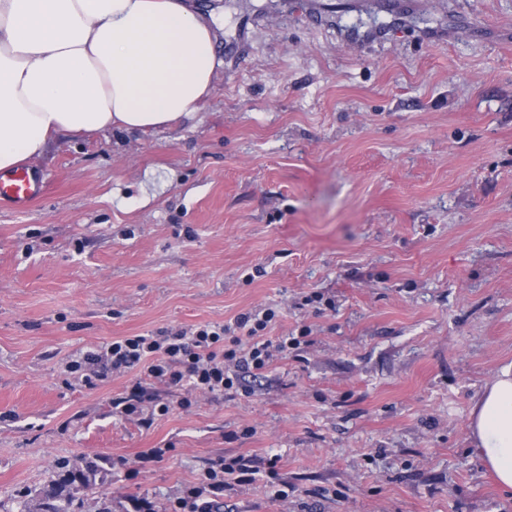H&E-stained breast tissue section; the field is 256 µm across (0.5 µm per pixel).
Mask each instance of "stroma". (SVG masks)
<instances>
[{
    "label": "stroma",
    "mask_w": 512,
    "mask_h": 512,
    "mask_svg": "<svg viewBox=\"0 0 512 512\" xmlns=\"http://www.w3.org/2000/svg\"><path fill=\"white\" fill-rule=\"evenodd\" d=\"M298 0L224 9L223 64L195 116L61 135L43 193L0 200V512H40L60 462L72 512H137L208 463L255 460L231 512H512L469 435L512 365V0ZM473 37L422 40L457 14ZM384 28L356 47L341 29ZM273 308L306 336L250 395H193L142 427L116 413L139 369L88 388L76 353ZM164 449L163 458L152 456ZM276 459L275 474L266 462Z\"/></svg>",
    "instance_id": "1"
}]
</instances>
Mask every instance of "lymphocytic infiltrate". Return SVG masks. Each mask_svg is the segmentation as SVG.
Returning a JSON list of instances; mask_svg holds the SVG:
<instances>
[{
  "instance_id": "obj_1",
  "label": "lymphocytic infiltrate",
  "mask_w": 512,
  "mask_h": 512,
  "mask_svg": "<svg viewBox=\"0 0 512 512\" xmlns=\"http://www.w3.org/2000/svg\"><path fill=\"white\" fill-rule=\"evenodd\" d=\"M273 309L244 313L233 324H205L191 331L165 336L124 337L94 352L70 359L66 371L86 386L106 381L114 372L141 367V380L127 396L113 399L119 413L152 425L155 415L168 414L171 406L151 393L150 380L191 390L223 394L239 390V374L260 372L299 345V338L272 341L263 332L275 318ZM255 472L242 457L219 459L206 468L200 482L186 487L170 501L165 512H217L216 498L224 488L250 478Z\"/></svg>"
}]
</instances>
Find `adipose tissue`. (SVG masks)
<instances>
[{"label": "adipose tissue", "instance_id": "1", "mask_svg": "<svg viewBox=\"0 0 512 512\" xmlns=\"http://www.w3.org/2000/svg\"><path fill=\"white\" fill-rule=\"evenodd\" d=\"M216 18L183 0H0V171L58 135L145 133L210 97ZM473 443L512 490V365L477 396Z\"/></svg>", "mask_w": 512, "mask_h": 512}]
</instances>
